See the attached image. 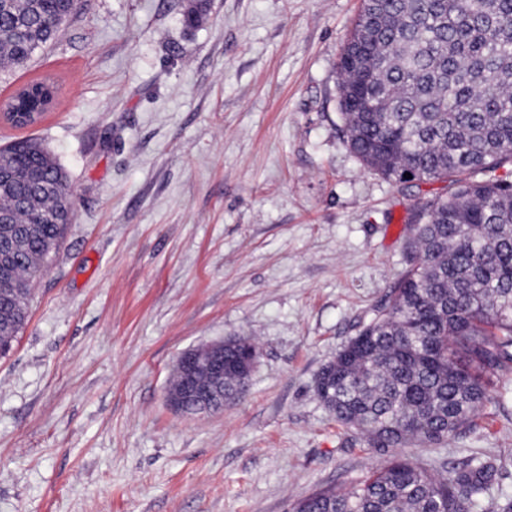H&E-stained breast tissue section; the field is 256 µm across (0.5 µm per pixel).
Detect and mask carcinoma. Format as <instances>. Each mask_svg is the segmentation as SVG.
<instances>
[{
	"mask_svg": "<svg viewBox=\"0 0 512 512\" xmlns=\"http://www.w3.org/2000/svg\"><path fill=\"white\" fill-rule=\"evenodd\" d=\"M77 0H0V68L26 66ZM206 0H188L198 25ZM346 146L383 178L447 182L410 225L411 262L387 304L341 347L317 395L377 448L444 444L476 417L487 373L512 363V0H362L339 60ZM56 82L32 80L6 111H49ZM16 173L0 186V356L29 315L32 284L68 227L69 178L38 141L0 148ZM224 392L245 393L224 372ZM491 457L428 470L393 458L350 485L321 488L293 512H474L498 482Z\"/></svg>",
	"mask_w": 512,
	"mask_h": 512,
	"instance_id": "1",
	"label": "carcinoma"
}]
</instances>
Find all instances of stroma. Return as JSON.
<instances>
[{
	"label": "stroma",
	"mask_w": 512,
	"mask_h": 512,
	"mask_svg": "<svg viewBox=\"0 0 512 512\" xmlns=\"http://www.w3.org/2000/svg\"><path fill=\"white\" fill-rule=\"evenodd\" d=\"M78 0L56 39L0 77V104L52 76L31 126L69 175L73 221L0 357V512H289L393 457L504 469L512 369L476 430L371 448L315 380L387 303L415 207L448 183L395 184L343 142L338 60L361 0ZM259 353L246 394L190 416L166 401L184 351Z\"/></svg>",
	"instance_id": "1"
}]
</instances>
